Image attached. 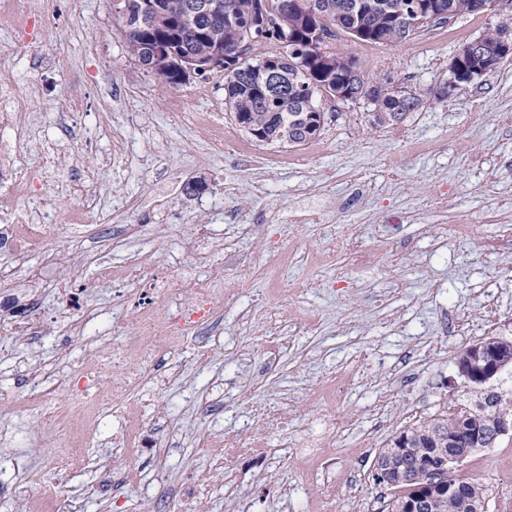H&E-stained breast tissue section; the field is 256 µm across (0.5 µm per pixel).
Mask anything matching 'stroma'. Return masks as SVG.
<instances>
[{
  "instance_id": "stroma-1",
  "label": "stroma",
  "mask_w": 512,
  "mask_h": 512,
  "mask_svg": "<svg viewBox=\"0 0 512 512\" xmlns=\"http://www.w3.org/2000/svg\"><path fill=\"white\" fill-rule=\"evenodd\" d=\"M39 57L0 53V84L16 91V111L66 147L61 178L93 185L100 221L71 224L50 240L68 254L37 297L57 335L22 340L0 354V392L23 398L31 376L15 358L28 356L43 375L65 382L89 353L111 354L122 330L112 322L118 305L133 304L125 283L96 280L98 266L122 272L138 249L151 247L166 277L184 274L195 237L234 239L249 262L230 269L250 282L248 293L225 302L220 333L208 355L185 346L158 358L160 369L177 365L165 382L145 381L134 393L140 421L157 451L133 448L118 495L95 485L113 449L92 443L88 465L55 472L65 499L84 512H162L167 499L199 474L210 483L208 512H225L240 499L244 512H315L309 477L294 460L328 420L317 389L340 384L335 408L337 492L328 512H366L378 488L375 451L365 434L389 440L413 422L446 412L449 402L470 400L456 357L475 344L454 333V309L478 314L483 291L500 294V338L512 341V249L471 264L478 241L512 223V56L482 79L445 94L448 64L466 42L500 29L512 38V15L466 14L448 20L444 38L423 28L411 39L384 45L340 36L338 53L354 58L366 79L391 83L419 98L400 121L378 123L367 100L326 101L324 127L309 143L289 148L295 164L255 170L247 157L212 153L197 112L211 113L232 143L279 155L280 147L246 141L224 104V75L178 87L163 84L131 58L116 0H54ZM184 113L181 121L173 113ZM124 128L127 163L113 170L110 131ZM141 227L121 250L111 237L122 225ZM262 224L280 236L291 255L283 286L294 289L293 315L280 323L281 339L250 333L245 319L272 322L283 304L262 278L276 261L259 236L241 227ZM376 251L371 267L351 265L347 239ZM66 281L83 287L82 299L101 313L87 336H74L73 319L53 288ZM277 321V320H276ZM294 400L288 426L267 433L251 455H236L225 437L241 438L264 409ZM211 399L198 418L193 403ZM0 455L15 471L0 476V512H24L8 485L39 472L49 452L33 414L1 411Z\"/></svg>"
}]
</instances>
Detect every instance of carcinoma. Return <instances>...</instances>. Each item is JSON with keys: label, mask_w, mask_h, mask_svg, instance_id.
I'll list each match as a JSON object with an SVG mask.
<instances>
[{"label": "carcinoma", "mask_w": 512, "mask_h": 512, "mask_svg": "<svg viewBox=\"0 0 512 512\" xmlns=\"http://www.w3.org/2000/svg\"><path fill=\"white\" fill-rule=\"evenodd\" d=\"M121 0L118 16L128 49L168 85L188 56L201 57L215 48L236 49L232 69L224 74V103L239 130L267 145L298 146L314 139L324 125L322 100L344 89L349 100L370 101L380 123L397 121L417 105L394 86L365 81L356 62L331 49L345 33L371 44L404 41L431 23L465 13H479L487 0H433L441 4L423 23L417 22L421 0ZM268 20L269 34L251 41ZM158 46L175 49L157 56ZM478 393L486 385L474 383ZM485 394V393H483ZM512 420V393L491 391L464 412L439 414L400 431L376 452L393 463L377 485L387 491V512L425 490L427 479L414 464L423 459L445 463L450 448L483 447L491 419ZM464 496L446 490L430 494L427 512H484L485 497L477 481L456 480Z\"/></svg>", "instance_id": "carcinoma-1"}]
</instances>
